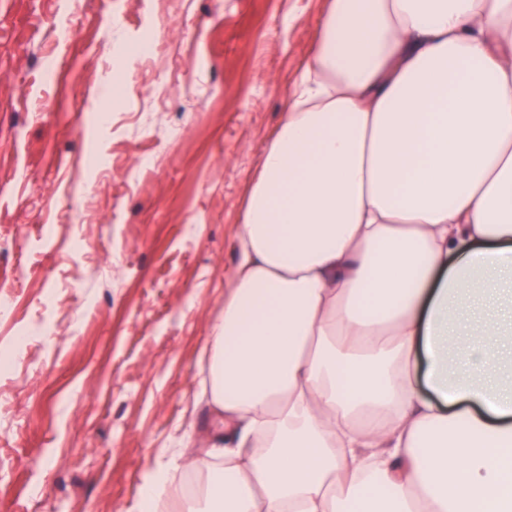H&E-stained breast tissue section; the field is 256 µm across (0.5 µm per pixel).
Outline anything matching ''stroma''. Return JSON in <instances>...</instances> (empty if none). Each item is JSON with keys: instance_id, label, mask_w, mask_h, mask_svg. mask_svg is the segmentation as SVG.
Wrapping results in <instances>:
<instances>
[{"instance_id": "1", "label": "stroma", "mask_w": 512, "mask_h": 512, "mask_svg": "<svg viewBox=\"0 0 512 512\" xmlns=\"http://www.w3.org/2000/svg\"><path fill=\"white\" fill-rule=\"evenodd\" d=\"M328 4L0 0V342L52 327L0 375V512H124L182 436L219 471L201 350Z\"/></svg>"}]
</instances>
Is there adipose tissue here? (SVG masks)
<instances>
[{"instance_id":"adipose-tissue-1","label":"adipose tissue","mask_w":512,"mask_h":512,"mask_svg":"<svg viewBox=\"0 0 512 512\" xmlns=\"http://www.w3.org/2000/svg\"><path fill=\"white\" fill-rule=\"evenodd\" d=\"M318 28L203 349L236 444L185 512H512V0H330Z\"/></svg>"}]
</instances>
